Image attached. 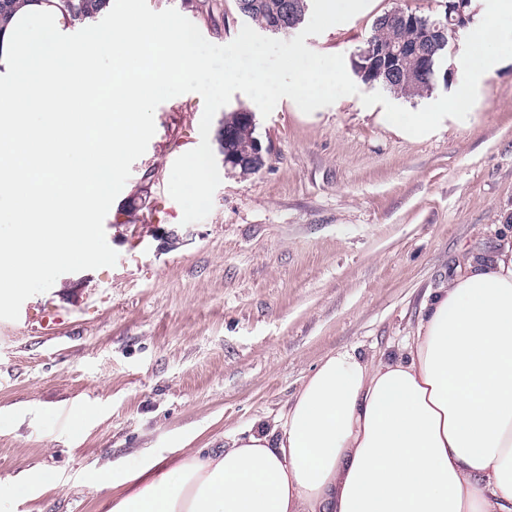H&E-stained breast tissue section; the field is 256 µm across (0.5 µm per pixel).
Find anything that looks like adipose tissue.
<instances>
[{
  "instance_id": "1",
  "label": "adipose tissue",
  "mask_w": 512,
  "mask_h": 512,
  "mask_svg": "<svg viewBox=\"0 0 512 512\" xmlns=\"http://www.w3.org/2000/svg\"><path fill=\"white\" fill-rule=\"evenodd\" d=\"M97 512H512V237L466 253L393 351L326 355L220 448L88 475ZM61 482L0 487V512Z\"/></svg>"
}]
</instances>
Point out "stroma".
Listing matches in <instances>:
<instances>
[{
    "mask_svg": "<svg viewBox=\"0 0 512 512\" xmlns=\"http://www.w3.org/2000/svg\"><path fill=\"white\" fill-rule=\"evenodd\" d=\"M147 2L217 45L245 23L237 0L208 13L199 0ZM445 6L371 0L306 44L349 62L384 13L440 18ZM466 36L441 63L448 84L393 103L416 111L456 91ZM358 89L310 114L284 98L266 117L234 93L225 112L251 111L270 153L248 176L220 167L212 211L188 225L167 186L175 142H200L204 102L186 93L157 107L156 132L104 221L116 265L63 274L27 299L67 312L58 339L0 320V483L49 469L62 487L40 495L41 512H96L93 468L132 466L142 449L165 454L188 438L223 444L225 431L280 411L326 354L395 348L460 254L496 251L512 233L499 224L512 210V62L483 78L465 120L424 139L363 105L371 85ZM135 195L144 205L130 224L122 206Z\"/></svg>",
    "mask_w": 512,
    "mask_h": 512,
    "instance_id": "35a3bbf8",
    "label": "stroma"
}]
</instances>
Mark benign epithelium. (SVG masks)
<instances>
[{"label": "benign epithelium", "instance_id": "benign-epithelium-1", "mask_svg": "<svg viewBox=\"0 0 512 512\" xmlns=\"http://www.w3.org/2000/svg\"><path fill=\"white\" fill-rule=\"evenodd\" d=\"M471 0H448L446 6L447 23H436L432 26V34L436 37L445 35V31H454L466 26L471 16L468 7ZM292 13V0H283L273 12V24L277 28H288V18ZM388 23L394 26L418 25L415 15L403 9L388 12ZM416 59L420 65L416 69L407 67V62ZM430 56L426 49L418 43L392 41L386 45L372 44L358 53L357 69L359 73L371 72L389 81H415L425 77L429 71Z\"/></svg>", "mask_w": 512, "mask_h": 512}]
</instances>
